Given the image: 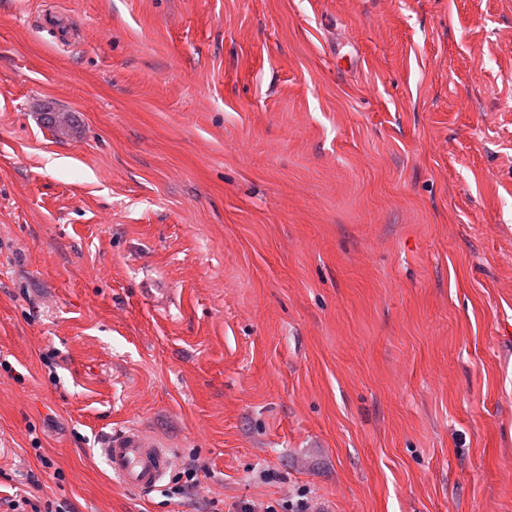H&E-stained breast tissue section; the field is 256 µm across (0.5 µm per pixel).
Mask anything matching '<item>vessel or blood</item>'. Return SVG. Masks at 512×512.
<instances>
[{"label":"vessel or blood","mask_w":512,"mask_h":512,"mask_svg":"<svg viewBox=\"0 0 512 512\" xmlns=\"http://www.w3.org/2000/svg\"><path fill=\"white\" fill-rule=\"evenodd\" d=\"M102 455L113 476L126 488L148 491L157 487L170 470V446L137 426L110 434Z\"/></svg>","instance_id":"vessel-or-blood-1"}]
</instances>
